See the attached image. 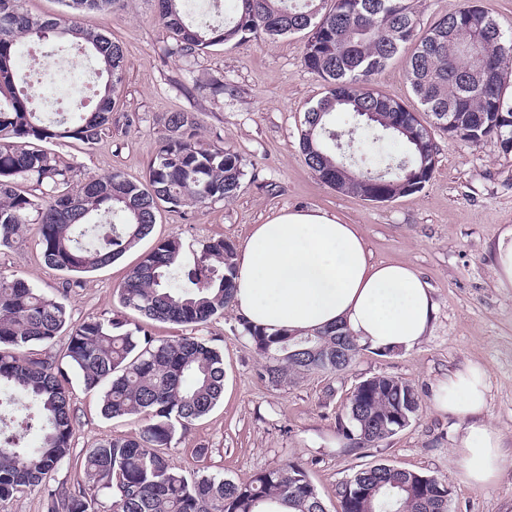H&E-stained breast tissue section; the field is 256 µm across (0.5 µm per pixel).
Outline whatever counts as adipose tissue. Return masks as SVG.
I'll return each mask as SVG.
<instances>
[{
	"label": "adipose tissue",
	"instance_id": "obj_1",
	"mask_svg": "<svg viewBox=\"0 0 512 512\" xmlns=\"http://www.w3.org/2000/svg\"><path fill=\"white\" fill-rule=\"evenodd\" d=\"M234 278V308L250 324L293 333L342 325L359 344L379 350L420 344L436 310L418 271L372 261L357 225L320 210L255 225ZM487 391L485 370L469 362L436 392L441 409L471 421L456 452L464 479L477 487L493 484L501 469L502 437L477 420Z\"/></svg>",
	"mask_w": 512,
	"mask_h": 512
}]
</instances>
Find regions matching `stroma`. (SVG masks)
<instances>
[{
	"label": "stroma",
	"instance_id": "stroma-1",
	"mask_svg": "<svg viewBox=\"0 0 512 512\" xmlns=\"http://www.w3.org/2000/svg\"><path fill=\"white\" fill-rule=\"evenodd\" d=\"M76 22L119 41L127 68L113 96L110 134L91 147L72 139L55 143L59 166L81 175L119 171L144 181L163 117L188 111L197 116V138L237 151L247 175L235 197L203 211L160 209L151 234L102 269L74 276L47 266L30 225L12 248L0 250V272L21 276L62 302L69 325L118 317L132 330L145 319L120 305L118 290L127 272L170 235L196 247L221 238L239 249L254 225L296 209H319L358 225L374 261L409 264L430 286L436 314L421 343L410 350L363 346L346 370L273 385L259 379L265 360L242 338L234 309L196 327L146 324L157 338L199 336L224 352V397L207 416L178 428L168 450L172 463L191 478L243 482L297 462L326 512H340L336 491L343 481L385 463L446 480L449 512H512V292L497 288L490 253L499 229L512 226V153L493 139L474 146L437 131L434 173L421 191L382 203L345 195L318 179L299 148L304 113L323 91L322 80L303 64L305 33L274 40L260 33L187 61L168 55L173 39L158 21L155 0H126L120 11L84 12ZM406 58L403 52L394 57L375 86L417 112ZM217 84L223 93H214ZM334 126L343 143L372 161L403 151L399 141L374 140L370 129L345 114H337ZM469 361L487 374L481 419L502 435L500 476L484 488L465 481L455 452L467 420L435 402L440 382ZM377 375L409 383L419 397L418 412L394 436L348 451V399L360 381ZM69 389L78 425L53 483L74 490L83 483L79 465L89 448L141 432L149 417H104L102 389H85L75 378Z\"/></svg>",
	"mask_w": 512,
	"mask_h": 512
}]
</instances>
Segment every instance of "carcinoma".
I'll return each mask as SVG.
<instances>
[{
    "instance_id": "cac0c4a2",
    "label": "carcinoma",
    "mask_w": 512,
    "mask_h": 512,
    "mask_svg": "<svg viewBox=\"0 0 512 512\" xmlns=\"http://www.w3.org/2000/svg\"><path fill=\"white\" fill-rule=\"evenodd\" d=\"M0 0V249L11 248L26 226L36 225L43 261L69 275L117 261L147 237L160 205L204 210L236 195L246 176L243 158L222 145L195 139L191 112H172L166 134L146 174L147 185L123 174H87L60 167L46 145L75 139L87 146L112 129V95L123 81L120 42L98 31L41 21ZM71 12H112L125 0H60ZM190 0H157L158 19L173 35L168 52L189 59L204 49L263 32L271 38L307 32L303 64L325 82L324 95L305 112L300 150L328 186L366 201L412 195L430 180L436 146L415 112L369 87L373 76L408 44L406 76L433 126L475 146L495 139L512 151V32L500 29L477 0L425 31L417 30L415 0H224V20L211 21L187 8ZM85 44L106 81L76 95L69 112L46 120L31 107L26 81L17 76V45L49 34ZM344 112L406 147L374 168L366 159L337 154L341 135L330 117ZM358 168L351 177L336 167ZM33 178L48 199L15 188ZM173 235L149 252L120 288V303L150 321L197 326L224 313L234 301V246L222 239L193 251ZM62 303L23 279L0 273V389L17 393L38 413L39 440L0 436V502L27 489L48 490L47 512H95L81 492L50 488L69 455L76 417L64 386L67 370L85 387L105 386L102 413L116 418L144 412L151 423L136 436L114 435L82 459L84 482L112 493V512H325L304 467L295 462L254 474L247 482L218 477L188 480L166 449L177 427L206 416L224 395V357L196 336L157 339L143 326L124 328L118 318L90 320L69 329L62 357L39 353L66 330ZM243 337L268 365L260 379L280 384L288 373L346 369L358 345L344 328L306 335L269 332L244 321ZM352 396L344 436L363 449L383 440L381 426L399 429L396 412L406 401L413 418L414 388L394 377L366 379ZM448 483L423 473L379 464L341 484V512H449Z\"/></svg>"
}]
</instances>
